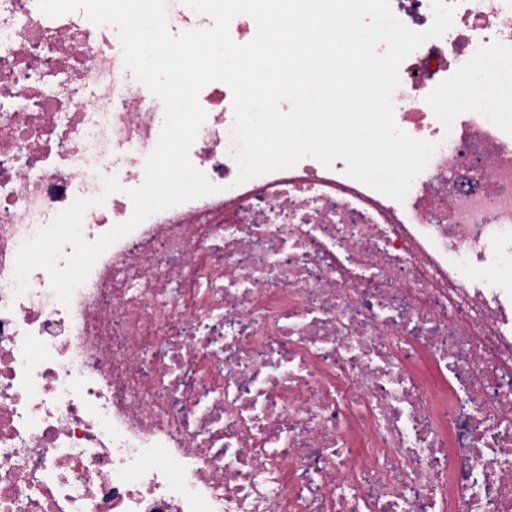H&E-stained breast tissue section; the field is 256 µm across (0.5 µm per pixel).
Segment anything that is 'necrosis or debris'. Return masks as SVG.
I'll list each match as a JSON object with an SVG mask.
<instances>
[{
  "instance_id": "obj_1",
  "label": "necrosis or debris",
  "mask_w": 512,
  "mask_h": 512,
  "mask_svg": "<svg viewBox=\"0 0 512 512\" xmlns=\"http://www.w3.org/2000/svg\"><path fill=\"white\" fill-rule=\"evenodd\" d=\"M399 77L438 145L404 201L340 159L237 183L214 81L189 157L218 193L64 306L41 268L15 295L20 246L78 198L87 239L129 220L164 108L115 27L0 0V512H512V0H460Z\"/></svg>"
}]
</instances>
